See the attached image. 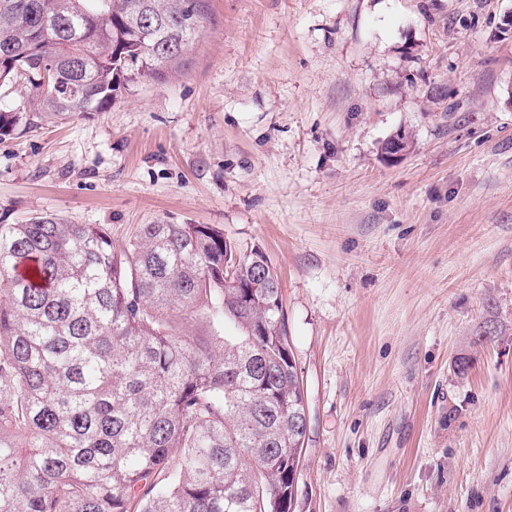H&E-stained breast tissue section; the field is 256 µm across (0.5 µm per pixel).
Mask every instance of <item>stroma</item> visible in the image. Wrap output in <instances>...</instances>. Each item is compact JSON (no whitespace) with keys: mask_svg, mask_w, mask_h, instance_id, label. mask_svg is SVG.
<instances>
[{"mask_svg":"<svg viewBox=\"0 0 512 512\" xmlns=\"http://www.w3.org/2000/svg\"><path fill=\"white\" fill-rule=\"evenodd\" d=\"M509 11L210 0L177 80L0 138V224L262 249L307 404L292 512H512Z\"/></svg>","mask_w":512,"mask_h":512,"instance_id":"obj_1","label":"stroma"}]
</instances>
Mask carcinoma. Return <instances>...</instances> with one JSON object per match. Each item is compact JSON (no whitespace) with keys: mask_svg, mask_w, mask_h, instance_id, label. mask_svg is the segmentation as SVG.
Segmentation results:
<instances>
[{"mask_svg":"<svg viewBox=\"0 0 512 512\" xmlns=\"http://www.w3.org/2000/svg\"><path fill=\"white\" fill-rule=\"evenodd\" d=\"M207 2L0 0V88L31 92L0 136L180 76ZM254 254L210 224H0V512H291L304 392Z\"/></svg>","mask_w":512,"mask_h":512,"instance_id":"obj_1","label":"carcinoma"}]
</instances>
